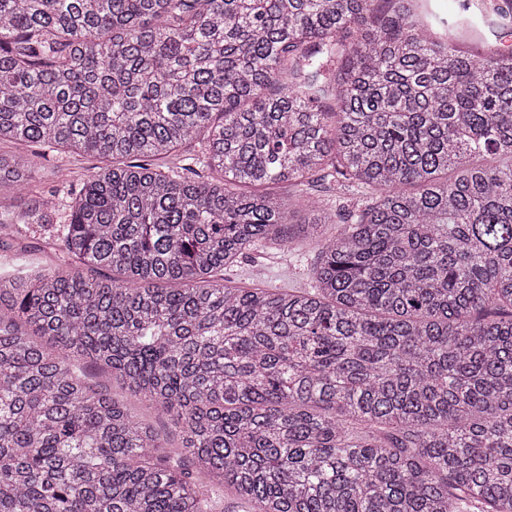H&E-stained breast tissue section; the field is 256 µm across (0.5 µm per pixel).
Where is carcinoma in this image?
Here are the masks:
<instances>
[{"label": "carcinoma", "mask_w": 512, "mask_h": 512, "mask_svg": "<svg viewBox=\"0 0 512 512\" xmlns=\"http://www.w3.org/2000/svg\"><path fill=\"white\" fill-rule=\"evenodd\" d=\"M462 44L416 0H0V141L112 161L60 232L0 210L63 253L0 272V512H512V50ZM303 205L312 288L224 283Z\"/></svg>", "instance_id": "1"}]
</instances>
